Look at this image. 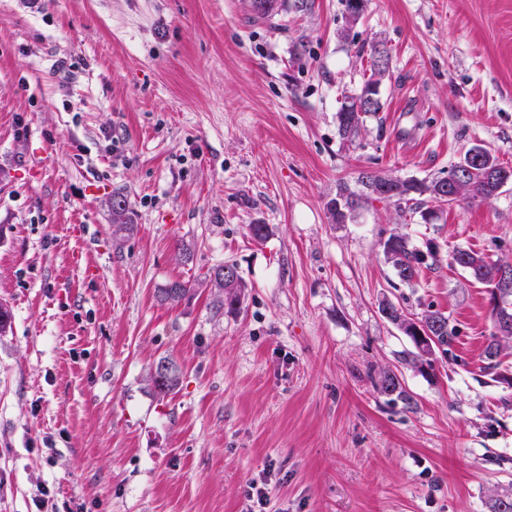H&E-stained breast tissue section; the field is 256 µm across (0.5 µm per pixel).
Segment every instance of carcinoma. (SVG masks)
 I'll list each match as a JSON object with an SVG mask.
<instances>
[{
  "label": "carcinoma",
  "mask_w": 512,
  "mask_h": 512,
  "mask_svg": "<svg viewBox=\"0 0 512 512\" xmlns=\"http://www.w3.org/2000/svg\"><path fill=\"white\" fill-rule=\"evenodd\" d=\"M390 61L389 54L384 49H378L373 56L371 75L364 83L359 94L350 96L342 104L338 112V129L343 138L350 141L355 140L359 134L366 117L375 115L383 110L384 104L380 97V85L389 68L383 66V62ZM470 168L467 177L456 183L455 187L440 194L438 186L441 183H450V179L456 175V171L463 167ZM380 175L371 172L361 176V183L366 192L359 194L349 188L348 185L339 186L336 198L329 204V213L333 222L343 224L356 217L358 212L371 200H395L413 203L414 210L421 213L424 221L428 222L433 218V211L425 208L426 201L421 196L426 195L432 201L452 205L464 200H490L496 197L503 187L512 183V169H507L499 164L485 148L474 146L464 155L463 160L454 167V171L446 178L432 180L430 182H419L412 180L395 179L389 189L382 193L371 190L374 182ZM119 209L112 210V223L118 229L126 232L133 231L132 211L125 198H117ZM383 253L387 261L392 263L398 277L404 283L410 284L418 276L422 267L428 266V260H436L437 250L432 244L426 246V250L411 248L407 240L401 235L389 237L383 244ZM465 255L469 259L471 268L470 275L476 280L499 290L500 301L493 305L492 319L493 326L489 341L484 349V358L487 360V367L493 368L498 364L499 358L505 351L507 343L512 340V287L497 279L498 271L503 268L512 269L511 263H496L487 260L484 256L466 250H458L452 257L453 262H458V255ZM224 266L214 267L209 274V281L212 288L216 290L219 297H224V302L232 307L237 304L239 295L245 288L243 278L239 277L233 281H226L222 284L217 282V276ZM189 288L186 283L173 281L165 285L161 290L160 301L165 304H177L187 295ZM420 322L424 324L438 325L436 332L437 342L450 348L457 338L455 326L451 325L448 315L439 310H430L422 316ZM172 374L161 381L152 380L154 387L168 394L178 387L180 383V369L175 362H170ZM381 388L384 393L396 394V398L409 405L412 398L399 383L397 375L392 371H386L381 377Z\"/></svg>",
  "instance_id": "cac0c4a2"
}]
</instances>
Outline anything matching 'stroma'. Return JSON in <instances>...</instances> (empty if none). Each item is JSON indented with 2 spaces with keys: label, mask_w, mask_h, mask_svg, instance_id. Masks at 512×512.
Returning <instances> with one entry per match:
<instances>
[{
  "label": "stroma",
  "mask_w": 512,
  "mask_h": 512,
  "mask_svg": "<svg viewBox=\"0 0 512 512\" xmlns=\"http://www.w3.org/2000/svg\"><path fill=\"white\" fill-rule=\"evenodd\" d=\"M390 72L356 142L337 114ZM512 169V0H0V512H493L512 499V348L487 285L512 263V185L435 209L361 172L447 177L472 145ZM133 212L112 232V196ZM266 224L253 240L249 225ZM437 247L402 283L390 235ZM233 264L221 306L204 278ZM188 283L178 304L157 300ZM412 319L458 330L424 374ZM182 381L161 395V358ZM395 372L414 399L379 385ZM460 254L468 257L469 264L473 269L463 266L458 261L457 256ZM452 260L456 265L467 270L476 280L487 284L490 288L494 287L499 290L500 301L493 305L492 331L484 349V358L488 361L487 367L493 368L498 364L509 340H512V287L510 288L509 284L502 285V281L497 279L498 271L502 267L510 268L512 271V264L491 262L476 252L466 250L456 251ZM506 312L509 318L507 320L504 318ZM225 265L226 264H222L214 267L209 274V281L211 288L216 290L217 296H224L225 305L227 304L229 307H233L238 302V295H241L243 288H246V286L240 274L236 280L224 281V285L218 283L216 278L220 271L224 269ZM419 321L424 324L437 323V342L447 347L445 351H449L451 349L456 341L457 331L455 326L450 324L448 316L445 313L439 310H429Z\"/></svg>",
  "instance_id": "stroma-1"
}]
</instances>
